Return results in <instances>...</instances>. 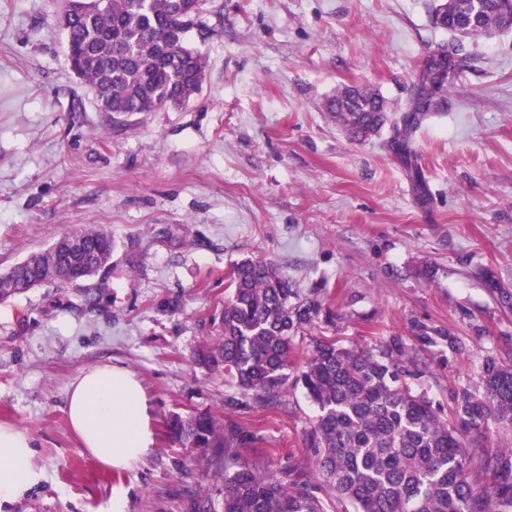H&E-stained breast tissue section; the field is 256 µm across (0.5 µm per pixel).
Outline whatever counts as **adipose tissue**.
Returning <instances> with one entry per match:
<instances>
[{
	"mask_svg": "<svg viewBox=\"0 0 512 512\" xmlns=\"http://www.w3.org/2000/svg\"><path fill=\"white\" fill-rule=\"evenodd\" d=\"M67 414L84 451L108 468H131L154 444L146 393L126 369L105 365L83 371L71 384ZM40 478L29 436L1 424L0 503L24 497Z\"/></svg>",
	"mask_w": 512,
	"mask_h": 512,
	"instance_id": "adipose-tissue-1",
	"label": "adipose tissue"
}]
</instances>
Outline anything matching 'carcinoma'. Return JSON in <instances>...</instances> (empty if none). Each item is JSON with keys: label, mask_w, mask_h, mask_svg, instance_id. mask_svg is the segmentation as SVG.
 Returning a JSON list of instances; mask_svg holds the SVG:
<instances>
[{"label": "carcinoma", "mask_w": 512, "mask_h": 512, "mask_svg": "<svg viewBox=\"0 0 512 512\" xmlns=\"http://www.w3.org/2000/svg\"><path fill=\"white\" fill-rule=\"evenodd\" d=\"M202 0H65L71 70L88 84L106 112H153L179 106L199 92L205 58L187 44ZM512 0H445L434 19L455 33L506 31ZM468 58L440 46L414 83L413 96L394 126L401 151L425 116L454 88ZM328 110L355 139L377 134L388 121L385 100L370 88L342 90ZM86 256L40 250L12 267L0 302L46 280L71 283L90 277L112 259V235L81 229ZM232 295L224 303V336L203 345L197 363L224 371L240 399L274 409L288 393L290 336L313 322L320 305L291 302L288 275L274 262L248 259L230 274ZM390 366L370 350L333 340L317 343L294 384L317 406L308 434L322 483L285 470L266 474L249 465L224 472V512H325L330 492L353 512H512V365L486 359L478 389L454 398L451 418L409 388L396 386ZM500 433L487 448L490 425ZM173 438L209 466L235 460L254 435L224 424L207 411L175 414Z\"/></svg>", "instance_id": "carcinoma-1"}]
</instances>
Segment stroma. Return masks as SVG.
Masks as SVG:
<instances>
[{
    "instance_id": "35a3bbf8",
    "label": "stroma",
    "mask_w": 512,
    "mask_h": 512,
    "mask_svg": "<svg viewBox=\"0 0 512 512\" xmlns=\"http://www.w3.org/2000/svg\"><path fill=\"white\" fill-rule=\"evenodd\" d=\"M439 0H206L192 47L199 93L152 112L102 111L71 71L61 0H0V273L59 235L109 231L111 270L0 303V424L26 432L40 482L0 512H223V473L174 442L172 414L208 411L254 434L244 461L317 479L302 387L287 406H229L238 389L196 361L221 335L228 274L282 267L320 303L291 338L293 369L332 339L403 348L401 379L448 412L486 358L512 361V31L471 40ZM474 60L443 107L394 151L391 127L349 138L326 110L370 87L400 117L438 45ZM134 372L156 442L132 469L85 453L73 380Z\"/></svg>"
}]
</instances>
